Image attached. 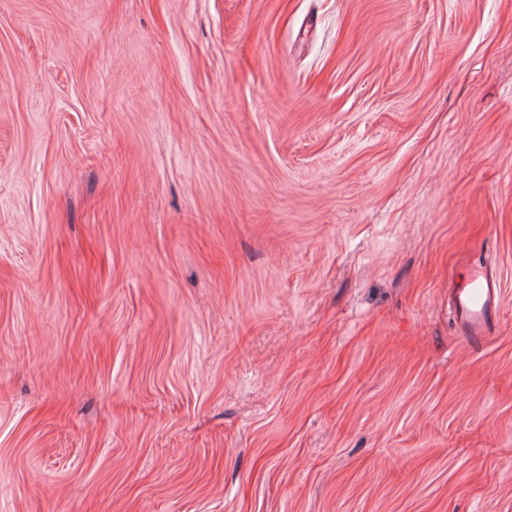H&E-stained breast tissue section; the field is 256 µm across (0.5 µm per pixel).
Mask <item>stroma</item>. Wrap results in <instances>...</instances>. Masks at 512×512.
<instances>
[{"label": "stroma", "mask_w": 512, "mask_h": 512, "mask_svg": "<svg viewBox=\"0 0 512 512\" xmlns=\"http://www.w3.org/2000/svg\"><path fill=\"white\" fill-rule=\"evenodd\" d=\"M0 512H512V0H0ZM503 297L500 279L486 259L470 264L466 280L448 294L454 324L474 348L482 347L493 333Z\"/></svg>", "instance_id": "1"}]
</instances>
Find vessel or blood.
<instances>
[{"mask_svg":"<svg viewBox=\"0 0 512 512\" xmlns=\"http://www.w3.org/2000/svg\"><path fill=\"white\" fill-rule=\"evenodd\" d=\"M503 297L500 279L486 260L471 263L466 280L448 294L454 324L474 348L482 347L493 333Z\"/></svg>","mask_w":512,"mask_h":512,"instance_id":"obj_1","label":"vessel or blood"}]
</instances>
